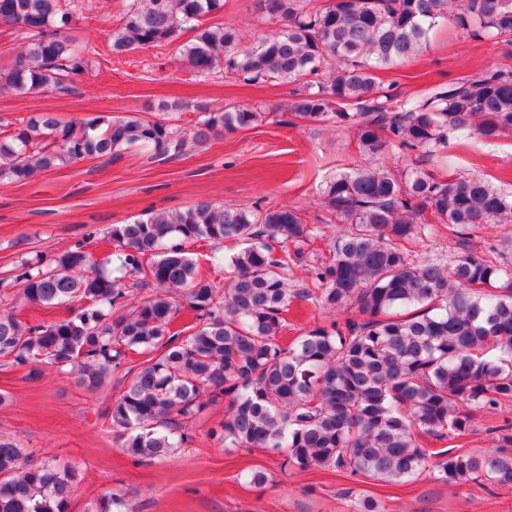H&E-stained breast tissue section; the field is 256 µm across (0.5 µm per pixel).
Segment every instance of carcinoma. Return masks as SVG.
I'll list each match as a JSON object with an SVG mask.
<instances>
[{"label":"carcinoma","instance_id":"obj_1","mask_svg":"<svg viewBox=\"0 0 512 512\" xmlns=\"http://www.w3.org/2000/svg\"><path fill=\"white\" fill-rule=\"evenodd\" d=\"M75 0H0V23L15 26L25 53L0 69V87L18 94L63 91L91 69L90 48L70 34ZM224 0H127L109 31L112 55L193 38L179 47L194 72L219 66L251 81L310 76L288 111L298 121L339 119L355 129L369 164L336 177L324 194L348 224L315 273L313 300L351 312L344 322L316 326L282 342L291 298L288 253L271 242L300 244L313 229L291 209L245 210L198 202L157 212L105 232L90 229L69 250L23 258L10 282L42 308L77 304L78 312L32 324L0 312V357L29 375L46 363L87 390L110 383L133 354L112 402V431L128 454L151 462L193 440L191 429L227 402L219 439L238 448L271 449L306 471H346L398 483L427 472L451 486L486 482L512 488V435L463 454L420 446L466 435L472 415L512 405V265L492 248L467 249L453 266L416 260L409 245L438 224L450 233L475 224H512V194L480 177L442 179L416 167L398 178L379 161L389 144L433 156L449 135L512 134V72L477 73L417 98L385 89L376 69L397 65L423 48L440 19L512 43V0H258L281 29L241 51L240 35L207 23ZM336 71L324 77L326 64ZM193 140L266 121L254 106L208 103ZM132 146L153 157L183 151L185 139L166 119L32 116L0 131V181L84 160H115ZM432 221L418 222L424 213ZM216 250L237 242L228 277L199 270L186 244ZM114 248L115 276L86 248ZM154 295L114 315L118 301L149 285ZM194 321L173 322L181 304ZM74 472L50 462L29 464L22 449L0 438V512H67Z\"/></svg>","mask_w":512,"mask_h":512}]
</instances>
